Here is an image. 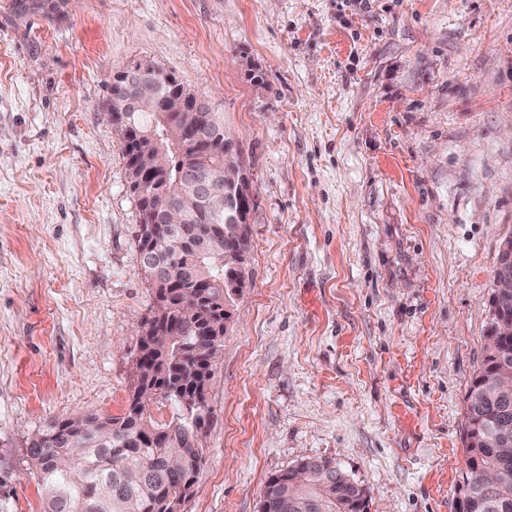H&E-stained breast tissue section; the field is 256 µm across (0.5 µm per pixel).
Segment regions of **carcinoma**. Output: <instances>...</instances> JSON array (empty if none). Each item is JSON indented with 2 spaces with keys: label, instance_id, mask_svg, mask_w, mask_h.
<instances>
[{
  "label": "carcinoma",
  "instance_id": "1",
  "mask_svg": "<svg viewBox=\"0 0 512 512\" xmlns=\"http://www.w3.org/2000/svg\"><path fill=\"white\" fill-rule=\"evenodd\" d=\"M17 15L61 9L55 0H12ZM150 104L130 113L128 121L140 132L144 148L161 145L167 164L145 186L132 169L128 185L137 201L140 222L136 249L154 253L155 264L140 263L155 290V299L166 292V304L152 307L141 320L146 335L139 345L168 332L154 344L144 364L133 371L126 410L119 416L75 414L52 421L28 440L27 463L31 474L45 490L44 512H170L168 496L178 491L188 496L204 461L203 433L212 408L204 391L213 369L203 362L224 343V330L231 318V303L239 293L233 263L248 244L247 219L250 202L238 189L224 187V164L241 165L239 155L224 141V115L205 136L194 140L196 117L181 112L177 101L186 91L173 74L153 63L140 75ZM129 101L125 85H110L105 102L112 125L119 135L112 105ZM193 171L225 197L226 205L213 213L194 198L184 175ZM177 205L199 214L194 224H149L152 207ZM177 281L179 288H163L159 281ZM206 282L209 288L196 287ZM512 370V332L499 336L497 353L485 354L474 375L466 400L464 426L479 427V438L466 446V470L457 486L467 502V512H512V496L500 494L485 479V473L504 460L512 466V447H500V438L512 440V402L504 405L483 393V382L500 370ZM169 401L179 413L159 423L151 405ZM336 472L330 462L303 459L278 475L263 489L258 512H358L362 487L346 475L327 479Z\"/></svg>",
  "mask_w": 512,
  "mask_h": 512
}]
</instances>
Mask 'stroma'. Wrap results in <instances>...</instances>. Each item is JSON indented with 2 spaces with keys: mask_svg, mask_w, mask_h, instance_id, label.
<instances>
[{
  "mask_svg": "<svg viewBox=\"0 0 512 512\" xmlns=\"http://www.w3.org/2000/svg\"><path fill=\"white\" fill-rule=\"evenodd\" d=\"M224 114L246 286L184 512H257L330 461L372 512H456L466 395L512 234V0H0V512H42L26 439L127 405L153 294L116 71ZM51 4V9L45 5ZM12 9L17 15H26L28 13H44L47 16L57 13L61 9V4L53 0H13Z\"/></svg>",
  "mask_w": 512,
  "mask_h": 512,
  "instance_id": "35a3bbf8",
  "label": "stroma"
}]
</instances>
